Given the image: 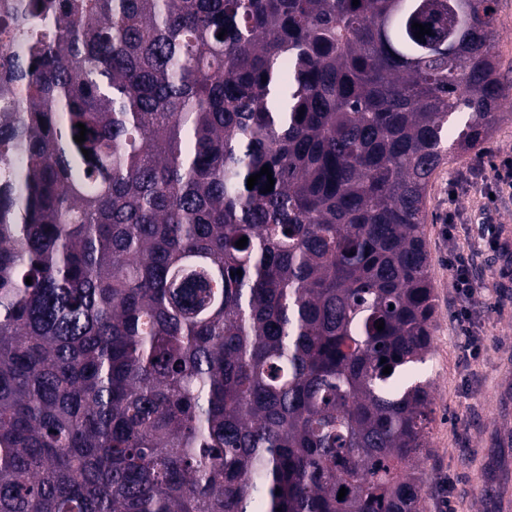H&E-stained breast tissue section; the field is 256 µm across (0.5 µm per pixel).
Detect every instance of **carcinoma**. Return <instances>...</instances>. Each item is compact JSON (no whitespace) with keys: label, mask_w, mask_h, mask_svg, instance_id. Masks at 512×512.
Here are the masks:
<instances>
[{"label":"carcinoma","mask_w":512,"mask_h":512,"mask_svg":"<svg viewBox=\"0 0 512 512\" xmlns=\"http://www.w3.org/2000/svg\"><path fill=\"white\" fill-rule=\"evenodd\" d=\"M497 7L0 17V512H422L426 192L512 104Z\"/></svg>","instance_id":"cac0c4a2"}]
</instances>
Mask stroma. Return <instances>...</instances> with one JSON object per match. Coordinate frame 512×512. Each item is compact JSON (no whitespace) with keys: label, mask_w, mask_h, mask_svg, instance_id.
I'll return each instance as SVG.
<instances>
[{"label":"stroma","mask_w":512,"mask_h":512,"mask_svg":"<svg viewBox=\"0 0 512 512\" xmlns=\"http://www.w3.org/2000/svg\"><path fill=\"white\" fill-rule=\"evenodd\" d=\"M512 157V113L503 114L489 140L458 155L436 172L427 191L425 236L436 296L431 352L421 365L433 383L428 488L424 512H512L501 490L512 486V274L505 253L480 241L476 222L490 217L500 237L512 233V191L488 199L466 179L490 160ZM472 243L469 274L496 288L474 308L470 329L484 337L477 354L463 351L452 288L454 244Z\"/></svg>","instance_id":"stroma-1"}]
</instances>
